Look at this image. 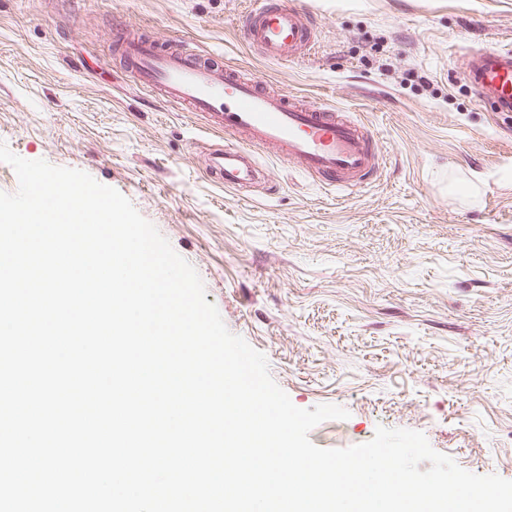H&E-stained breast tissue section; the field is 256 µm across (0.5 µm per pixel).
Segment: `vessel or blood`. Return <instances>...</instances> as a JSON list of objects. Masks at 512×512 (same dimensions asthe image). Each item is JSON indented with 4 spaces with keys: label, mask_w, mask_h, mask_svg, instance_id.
Masks as SVG:
<instances>
[{
    "label": "vessel or blood",
    "mask_w": 512,
    "mask_h": 512,
    "mask_svg": "<svg viewBox=\"0 0 512 512\" xmlns=\"http://www.w3.org/2000/svg\"><path fill=\"white\" fill-rule=\"evenodd\" d=\"M317 21L298 0H255L243 23V38L270 62H290L314 44ZM136 86L168 106L206 118L213 130L236 136L210 165L225 188L241 191L264 173L247 146L262 145L329 187L364 180L384 157L365 124L326 104L286 91L271 92L262 75H247L204 58L173 41L122 27L114 40ZM466 76L481 103L512 118V48L466 52Z\"/></svg>",
    "instance_id": "obj_1"
}]
</instances>
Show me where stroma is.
I'll use <instances>...</instances> for the list:
<instances>
[{
  "instance_id": "35a3bbf8",
  "label": "stroma",
  "mask_w": 512,
  "mask_h": 512,
  "mask_svg": "<svg viewBox=\"0 0 512 512\" xmlns=\"http://www.w3.org/2000/svg\"><path fill=\"white\" fill-rule=\"evenodd\" d=\"M303 2L317 44L283 66L243 39L253 0H0V142L128 198L295 406L349 411L315 445L417 430L512 480V125L462 74L465 48L512 46V0ZM117 24L340 107L385 167L336 190L257 148L269 187H220L205 160L234 137L139 90Z\"/></svg>"
}]
</instances>
